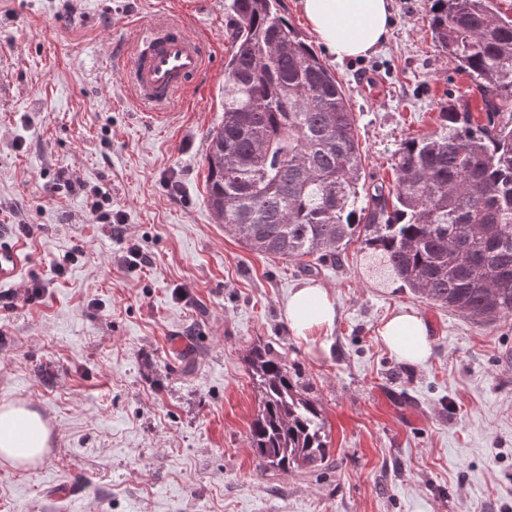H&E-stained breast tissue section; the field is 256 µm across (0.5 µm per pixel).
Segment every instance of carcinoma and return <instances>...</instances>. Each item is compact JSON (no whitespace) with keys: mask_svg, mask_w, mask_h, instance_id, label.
<instances>
[{"mask_svg":"<svg viewBox=\"0 0 512 512\" xmlns=\"http://www.w3.org/2000/svg\"><path fill=\"white\" fill-rule=\"evenodd\" d=\"M430 2L432 41L472 79L483 117L448 105L439 131L400 144L391 184L362 187L349 93L278 0H231L208 202L254 252L321 261L355 240L413 295L488 327L512 315V17L494 0ZM247 365L261 397L250 443L264 467L322 464L320 405L270 349L253 347Z\"/></svg>","mask_w":512,"mask_h":512,"instance_id":"carcinoma-1","label":"carcinoma"}]
</instances>
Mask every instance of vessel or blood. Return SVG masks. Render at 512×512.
Masks as SVG:
<instances>
[{
	"label": "vessel or blood",
	"instance_id": "obj_1",
	"mask_svg": "<svg viewBox=\"0 0 512 512\" xmlns=\"http://www.w3.org/2000/svg\"><path fill=\"white\" fill-rule=\"evenodd\" d=\"M129 81L139 105L150 110L155 122H164L167 109L186 83L200 76L209 59L206 49L176 24L159 23L138 32ZM22 259L15 244L0 240V282L14 279Z\"/></svg>",
	"mask_w": 512,
	"mask_h": 512
}]
</instances>
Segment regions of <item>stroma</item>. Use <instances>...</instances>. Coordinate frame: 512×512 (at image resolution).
<instances>
[{
	"mask_svg": "<svg viewBox=\"0 0 512 512\" xmlns=\"http://www.w3.org/2000/svg\"><path fill=\"white\" fill-rule=\"evenodd\" d=\"M228 2L0 0V232L24 244L18 278L0 284V405L26 404L50 429L35 465L0 461V512H512V317L474 326L380 279L354 243L308 274L217 222L205 156L224 109ZM428 9L392 0L380 48L329 64L367 181H392L399 145L474 96L432 42ZM132 19L178 21L212 54L162 124L112 58L131 50ZM361 72L380 93L366 97ZM59 171L101 188L123 223H97ZM130 247L148 263H119ZM310 280L336 307L317 355L284 313ZM400 311L427 326L424 364L378 334ZM259 344L323 409L315 470L264 469L250 446L260 397L246 357Z\"/></svg>",
	"mask_w": 512,
	"mask_h": 512,
	"instance_id": "1",
	"label": "stroma"
}]
</instances>
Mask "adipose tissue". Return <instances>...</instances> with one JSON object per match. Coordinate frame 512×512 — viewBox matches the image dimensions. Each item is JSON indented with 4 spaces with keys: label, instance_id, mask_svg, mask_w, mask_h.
Listing matches in <instances>:
<instances>
[{
    "label": "adipose tissue",
    "instance_id": "ef3b65f1",
    "mask_svg": "<svg viewBox=\"0 0 512 512\" xmlns=\"http://www.w3.org/2000/svg\"><path fill=\"white\" fill-rule=\"evenodd\" d=\"M319 42L335 60L368 55L384 41L391 24L390 0H299ZM285 314L295 336L316 344L336 315L333 299L319 284H303L286 302ZM384 343L399 359L418 364L431 353L424 322L410 313H398L383 325ZM49 430L35 411L0 407V459L15 467L32 465L47 446Z\"/></svg>",
    "mask_w": 512,
    "mask_h": 512
}]
</instances>
